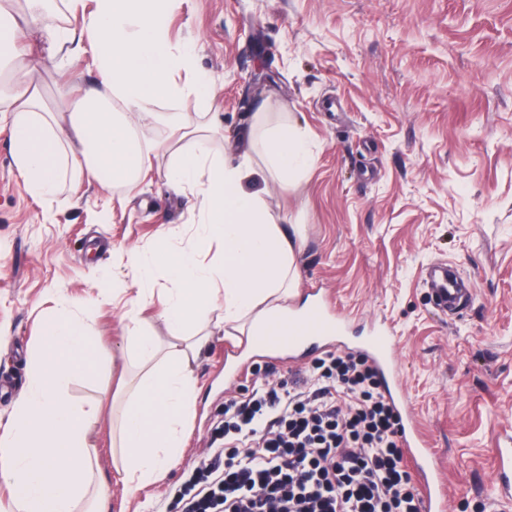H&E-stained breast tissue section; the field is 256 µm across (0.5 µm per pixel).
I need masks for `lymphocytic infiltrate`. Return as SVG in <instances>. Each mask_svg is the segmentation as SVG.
Here are the masks:
<instances>
[{
	"label": "lymphocytic infiltrate",
	"instance_id": "obj_1",
	"mask_svg": "<svg viewBox=\"0 0 512 512\" xmlns=\"http://www.w3.org/2000/svg\"><path fill=\"white\" fill-rule=\"evenodd\" d=\"M382 388L364 354L340 352L225 400L224 465L192 470L181 512H422Z\"/></svg>",
	"mask_w": 512,
	"mask_h": 512
}]
</instances>
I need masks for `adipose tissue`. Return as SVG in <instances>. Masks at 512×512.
Wrapping results in <instances>:
<instances>
[{
    "label": "adipose tissue",
    "instance_id": "obj_1",
    "mask_svg": "<svg viewBox=\"0 0 512 512\" xmlns=\"http://www.w3.org/2000/svg\"><path fill=\"white\" fill-rule=\"evenodd\" d=\"M96 9L80 28L59 20L69 0L45 13L46 0H0V119L10 123L12 163L34 194L55 195L63 180L92 178L99 185L134 186L165 130L186 140L170 151L169 182L198 191L199 238L219 241L221 250L202 264L195 249H161L151 261L132 257V281L141 290L126 320L127 340L152 367L130 384L115 446L122 481L132 490L160 481L184 458V424L198 393L192 365L211 324L215 302L224 322L239 323L257 336L284 315V300L297 293V225L275 224L259 192L246 190L261 155L272 176L295 181L309 163L297 126L254 119L244 136L239 162L211 149L222 123L218 113H199L189 122L181 111L162 112L161 102L209 98V79L195 73L190 49L173 48L166 26L176 0H95ZM40 35L41 52L66 54L68 44L100 61L99 77L68 91L69 112H54L36 94L31 54L15 51L16 12ZM165 263L176 286L162 312L171 340L160 343L138 316L150 298L142 287L154 264ZM103 352L73 303L60 297L45 316L28 351L29 385L0 431V482L11 489L10 512H78L87 502L106 512L107 480L95 478L90 429L94 407L73 402L71 378L94 374Z\"/></svg>",
    "mask_w": 512,
    "mask_h": 512
}]
</instances>
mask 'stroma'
<instances>
[{
  "mask_svg": "<svg viewBox=\"0 0 512 512\" xmlns=\"http://www.w3.org/2000/svg\"><path fill=\"white\" fill-rule=\"evenodd\" d=\"M175 48L193 50L219 112L213 148L239 150L248 115L291 121L312 161L290 186L262 172L276 223L299 224L298 292L288 307L328 298L347 325L344 343L285 357L213 329L193 365L202 391L185 458L156 484L128 491L110 448L112 395L145 362L125 340L136 294L130 256L197 243L194 191L165 177L167 139L134 188L69 182L39 197L15 170L0 123V427L27 386L26 351L63 294L108 355L73 400L99 405L91 438L112 485L108 512H178L188 467L211 461L224 401L256 376L277 384L341 346L357 351L388 328L402 391L440 467L448 512H512L494 493L496 451L512 446V0H181L169 19ZM46 105L58 89L92 84L98 63L40 59ZM445 264L469 290L439 312L425 282Z\"/></svg>",
  "mask_w": 512,
  "mask_h": 512,
  "instance_id": "obj_1",
  "label": "stroma"
}]
</instances>
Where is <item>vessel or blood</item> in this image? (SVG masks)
<instances>
[{"mask_svg": "<svg viewBox=\"0 0 512 512\" xmlns=\"http://www.w3.org/2000/svg\"><path fill=\"white\" fill-rule=\"evenodd\" d=\"M429 284L441 310L456 307L462 290L447 271L434 269ZM345 322L334 315L327 298H318L305 312L289 313L286 319L273 325L265 335L255 337V347L292 353L317 339L343 341ZM394 339L389 331L378 330L364 339V352L375 365L385 386L398 383V368L393 352ZM402 446L423 498L424 512H446L444 485L438 478V463L411 418L403 420ZM498 466L494 485L500 497L512 496V448L496 451Z\"/></svg>", "mask_w": 512, "mask_h": 512, "instance_id": "obj_1", "label": "vessel or blood"}]
</instances>
